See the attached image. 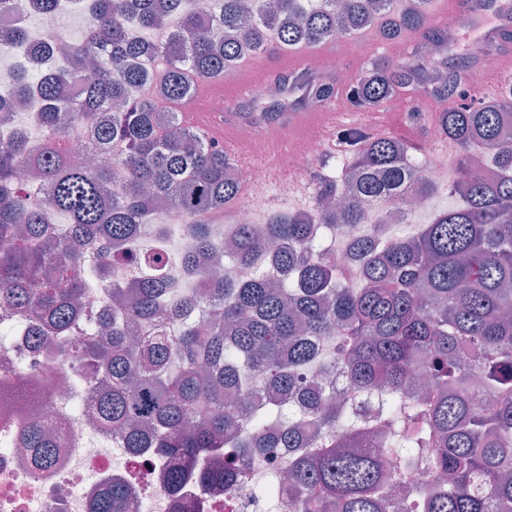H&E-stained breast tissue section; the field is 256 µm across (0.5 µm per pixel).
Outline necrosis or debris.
<instances>
[{"label":"necrosis or debris","instance_id":"1","mask_svg":"<svg viewBox=\"0 0 512 512\" xmlns=\"http://www.w3.org/2000/svg\"><path fill=\"white\" fill-rule=\"evenodd\" d=\"M239 138L251 157L243 174L250 194L247 204L236 212L234 224L260 225L270 214L271 168L285 166L292 172L310 168L324 154L325 145L320 137L310 136L301 148L273 159L264 142L254 136L250 123L240 126ZM234 224L222 225L221 236H231ZM51 363L46 354L32 352L22 334L0 344V380L21 383ZM63 375L64 383L45 406L63 434V446L51 468L34 469L18 443L28 415L0 409V512H91L95 494L112 480L125 478L131 481L128 512H175L180 505L187 512H264L252 496V487L267 472L282 470L284 449L260 454L250 477L233 488L220 483L204 487L191 480L179 492H171L166 481L167 458L133 453L119 437L89 427L82 415L86 391L74 387L73 368H65Z\"/></svg>","mask_w":512,"mask_h":512}]
</instances>
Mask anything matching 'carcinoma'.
I'll list each match as a JSON object with an SVG mask.
<instances>
[{"instance_id": "obj_1", "label": "carcinoma", "mask_w": 512, "mask_h": 512, "mask_svg": "<svg viewBox=\"0 0 512 512\" xmlns=\"http://www.w3.org/2000/svg\"><path fill=\"white\" fill-rule=\"evenodd\" d=\"M60 0H0V43L38 51L60 38L30 41L32 13ZM185 0H91L85 37L66 41V63L33 80L5 78L0 125L8 106L34 96L48 141L34 146L14 129L0 139V309L27 321L33 348L52 344L55 360L80 366L93 420L125 447L150 448L170 460L172 491L187 467L202 484L231 488L266 448L288 449V512H512V84L468 97L470 70L433 72L417 61L395 69L377 58L351 85L357 112L382 107L397 86L425 98L456 91L464 102L438 113L434 127L454 142L459 176L449 186L463 201L413 232L394 233L387 210L418 191L410 147L365 131L341 135L351 163L324 155L311 175L319 209L273 217L258 231L240 224L217 254L212 225L237 198L240 182L224 148L185 125L171 109L193 96L198 81L271 51L355 37L393 16L387 40L426 29L430 0H209L186 11ZM174 28L161 44L131 28ZM164 65L161 98L138 93ZM275 88L304 91L303 104L326 103L330 83L286 75ZM84 126L101 158L90 167L69 149ZM492 155L495 176L469 174L475 148ZM184 223L156 225L155 243L139 245L156 205ZM379 208L366 223L365 205ZM68 218L53 224L50 216ZM186 248L174 257L173 237ZM349 238L351 265L327 248ZM223 258L222 276L185 292L168 277L176 259L189 272L199 259ZM124 266L135 287L112 280V310L86 317L78 306L87 285ZM326 381L314 386L309 373ZM364 396L336 401V373ZM59 368L30 386L0 384V400L40 402ZM264 390L268 404L238 400ZM33 465L50 467L59 441L42 418L23 429ZM224 449V470L198 460ZM403 468L430 464L447 482L391 487L386 459ZM256 498L283 500L271 478ZM125 484L106 485L92 512H124Z\"/></svg>"}]
</instances>
